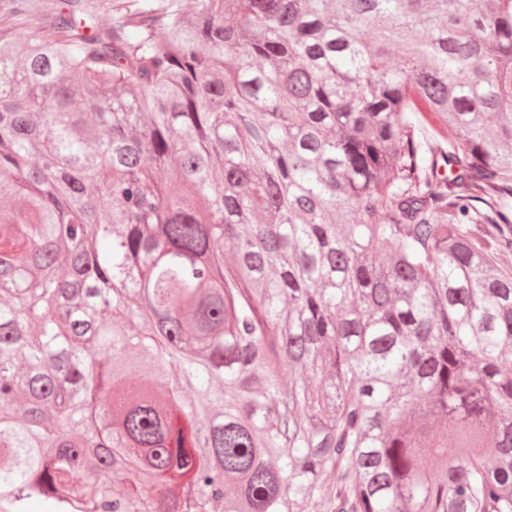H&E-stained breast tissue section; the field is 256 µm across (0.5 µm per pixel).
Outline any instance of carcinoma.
Instances as JSON below:
<instances>
[{"label":"carcinoma","mask_w":512,"mask_h":512,"mask_svg":"<svg viewBox=\"0 0 512 512\" xmlns=\"http://www.w3.org/2000/svg\"><path fill=\"white\" fill-rule=\"evenodd\" d=\"M57 2L0 15V512H512V0Z\"/></svg>","instance_id":"cac0c4a2"}]
</instances>
